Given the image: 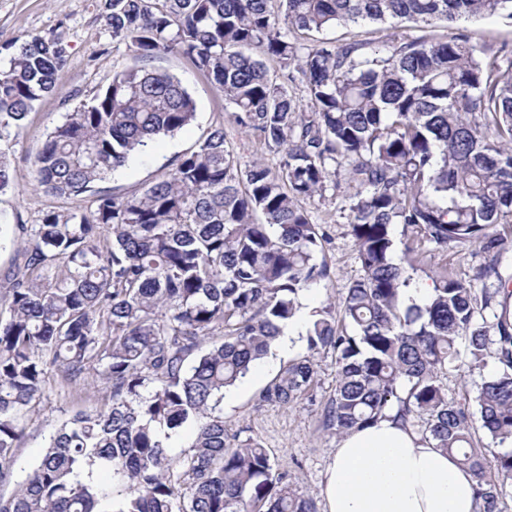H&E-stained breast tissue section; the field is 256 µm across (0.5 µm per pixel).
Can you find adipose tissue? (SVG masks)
<instances>
[{"instance_id": "1", "label": "adipose tissue", "mask_w": 512, "mask_h": 512, "mask_svg": "<svg viewBox=\"0 0 512 512\" xmlns=\"http://www.w3.org/2000/svg\"><path fill=\"white\" fill-rule=\"evenodd\" d=\"M323 485L325 512H476L471 473L392 414L343 435Z\"/></svg>"}]
</instances>
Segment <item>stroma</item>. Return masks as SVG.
Listing matches in <instances>:
<instances>
[{"label":"stroma","instance_id":"stroma-1","mask_svg":"<svg viewBox=\"0 0 512 512\" xmlns=\"http://www.w3.org/2000/svg\"><path fill=\"white\" fill-rule=\"evenodd\" d=\"M472 42L489 50L512 48V18L507 15L463 20ZM55 33L66 52L67 65L56 91L44 97L29 112L16 134L11 152L12 188L0 195V221L5 222L7 239L0 243V283L12 272L19 248V225L37 223L47 209L70 208L67 199L37 193L33 189V158L48 135L60 125L67 112L83 95L104 87L113 72L140 65V58L128 43L112 38L103 17V0H0V56L6 57L33 36ZM148 67L177 76L191 92L196 104L194 122L174 136L160 138L146 153L131 159L106 181L114 192L139 190L161 178L173 160L200 141L208 128L223 124L230 150L241 160L265 158L278 167L279 155L268 152L260 140L242 133L234 120L233 108L224 95L186 56L161 53L148 60ZM313 223L328 235L321 254L330 269L329 279L299 294L302 312L313 314L337 304L348 284L361 273L357 248L348 227V201L343 190L327 188L324 198L303 200ZM298 344L277 365L253 366L236 386L225 390L224 419L240 439H253L268 449L279 471L288 475L292 488L301 496L323 506L322 481L326 467L340 441L335 431L322 423V410L332 395L336 380V355L317 356L315 382L309 394L289 406L259 404L261 390L286 366L290 358L304 355ZM105 384L93 377L83 385H68L57 373H50L40 400L25 422L16 450L14 481L23 480L31 466L45 452L49 436L68 417L90 411L103 402Z\"/></svg>","mask_w":512,"mask_h":512}]
</instances>
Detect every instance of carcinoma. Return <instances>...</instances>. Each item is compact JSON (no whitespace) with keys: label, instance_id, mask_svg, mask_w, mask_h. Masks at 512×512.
I'll return each mask as SVG.
<instances>
[{"label":"carcinoma","instance_id":"obj_1","mask_svg":"<svg viewBox=\"0 0 512 512\" xmlns=\"http://www.w3.org/2000/svg\"><path fill=\"white\" fill-rule=\"evenodd\" d=\"M103 0L112 38L143 59L179 53L224 93L236 124L280 155L273 170L227 149L212 126L170 173L142 191L100 187L160 136L195 119L174 75L116 71L48 136L34 160L36 189L91 205L47 210L20 224V261L0 289V483L13 474L22 421L47 368L79 385L90 374L108 402L65 420L0 512H317L274 470L266 448L230 434L224 390L244 378L296 318L299 292L329 276L325 233L301 201L323 195L347 166L348 223L361 275L338 308L314 315L307 353L261 392L291 405L305 396L315 355L336 352L326 427L344 434L396 411L458 455L476 480L478 512H501L512 451L487 456L483 431L512 444V50L487 53L457 31L394 32L371 41L306 44L288 34L341 24H454L506 13L512 0ZM297 71L307 102L271 76ZM66 58L35 37L0 61V193L11 184L10 129L52 93ZM408 232L395 253L393 226ZM443 255L478 248L477 292L442 265L422 305L403 302L406 266L421 245ZM212 343L203 348L205 340ZM469 362L460 363L459 344ZM493 359L475 411L442 376ZM195 427L178 460L169 440ZM112 471V491L93 480Z\"/></svg>","mask_w":512,"mask_h":512}]
</instances>
